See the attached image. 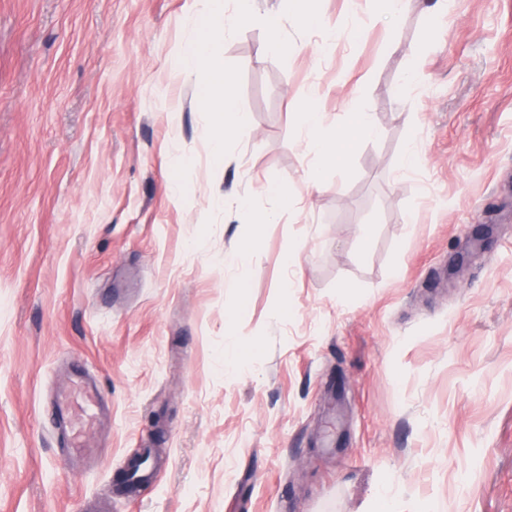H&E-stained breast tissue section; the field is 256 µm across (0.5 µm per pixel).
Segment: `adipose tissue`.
Instances as JSON below:
<instances>
[{
  "label": "adipose tissue",
  "mask_w": 512,
  "mask_h": 512,
  "mask_svg": "<svg viewBox=\"0 0 512 512\" xmlns=\"http://www.w3.org/2000/svg\"><path fill=\"white\" fill-rule=\"evenodd\" d=\"M200 10L209 20L206 32H193L180 60L182 69L190 74L205 73L211 79V97L206 111L216 113L237 112L236 132L246 135L249 127L246 114L238 113L233 93L232 77L216 67L221 41L244 22L242 13L228 11L225 0H197Z\"/></svg>",
  "instance_id": "ef3b65f1"
}]
</instances>
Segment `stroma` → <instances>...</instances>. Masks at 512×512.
<instances>
[{"label": "stroma", "mask_w": 512, "mask_h": 512, "mask_svg": "<svg viewBox=\"0 0 512 512\" xmlns=\"http://www.w3.org/2000/svg\"><path fill=\"white\" fill-rule=\"evenodd\" d=\"M434 3L309 0L358 37L278 54L280 0H230L216 164L195 0H0V512H512V0ZM308 105L383 134L321 158ZM82 371L73 468L45 411ZM377 18L390 24L394 30V23L399 20L406 10L408 0H378ZM323 123V113L312 109H306L300 118L299 128L296 133L302 139L309 151L324 154L332 147L317 137L318 130Z\"/></svg>", "instance_id": "stroma-1"}]
</instances>
